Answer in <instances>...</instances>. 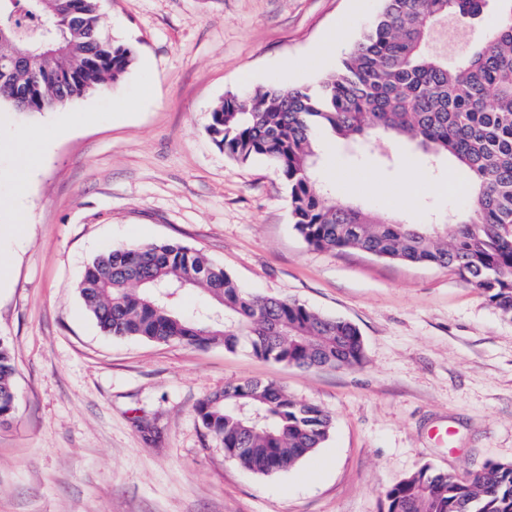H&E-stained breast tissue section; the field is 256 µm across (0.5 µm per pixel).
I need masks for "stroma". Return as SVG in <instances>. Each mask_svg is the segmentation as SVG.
<instances>
[{
	"mask_svg": "<svg viewBox=\"0 0 512 512\" xmlns=\"http://www.w3.org/2000/svg\"><path fill=\"white\" fill-rule=\"evenodd\" d=\"M379 6L102 0L105 34L134 51L125 76L40 114L0 104L1 143L45 135L23 195L0 153V204L23 226L0 276L17 389L0 426V512H386L385 490L421 466L465 475L512 462V317L448 270L309 247L274 165L233 161L207 131L229 93L336 69ZM496 23L492 12L445 19L433 46L458 59ZM318 148L336 199L411 224L449 223L470 201L451 162L428 164L402 139ZM410 168L419 178L398 193ZM160 241L256 293L352 322L362 364L301 370L247 349L105 335L79 296L82 271L110 249ZM246 379L329 412L328 440L285 472L239 467L194 407Z\"/></svg>",
	"mask_w": 512,
	"mask_h": 512,
	"instance_id": "1",
	"label": "stroma"
}]
</instances>
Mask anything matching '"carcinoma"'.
<instances>
[{"label":"carcinoma","mask_w":512,"mask_h":512,"mask_svg":"<svg viewBox=\"0 0 512 512\" xmlns=\"http://www.w3.org/2000/svg\"><path fill=\"white\" fill-rule=\"evenodd\" d=\"M101 0H0V54L26 45L50 72L27 101L42 113L106 91L134 61L103 32ZM372 26L336 70L316 84L227 95L208 131L233 160L273 162L288 185L293 228L310 246L356 248L393 261L456 272L512 316V0H495L499 22L482 44L450 61L430 52L431 26L448 16L480 20L490 0H380ZM69 77L60 86L54 75ZM353 144L394 135L433 163L452 159L470 185L453 230L383 219L338 202L316 177L315 137ZM198 288L217 309L187 318L164 293ZM85 309L112 337L204 348L222 344L302 370L355 367L364 346L349 321L296 301L256 294L199 251L177 242L135 244L91 261L78 284ZM15 362L0 336V423L13 418ZM202 427L256 475L287 471L326 441L332 417L273 382L243 381L201 400ZM387 512H512V462L463 477L428 465L385 492Z\"/></svg>","instance_id":"obj_1"}]
</instances>
